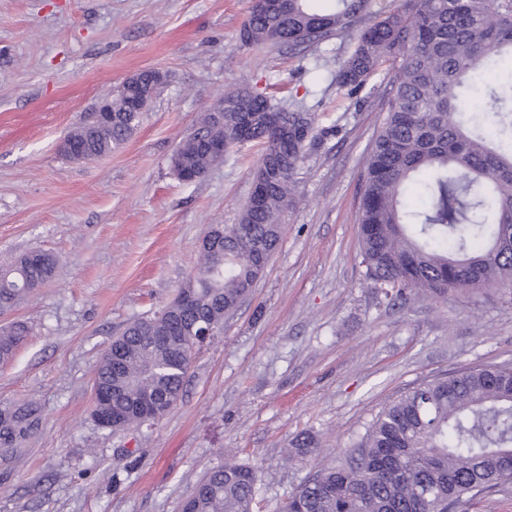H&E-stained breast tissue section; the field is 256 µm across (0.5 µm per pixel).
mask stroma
<instances>
[{
	"instance_id": "obj_1",
	"label": "stroma",
	"mask_w": 512,
	"mask_h": 512,
	"mask_svg": "<svg viewBox=\"0 0 512 512\" xmlns=\"http://www.w3.org/2000/svg\"><path fill=\"white\" fill-rule=\"evenodd\" d=\"M252 0H0V253L57 256L55 277L0 314L29 334L0 363V407L40 421L0 459V512H181L211 469L258 471L259 512L347 458L406 392L483 366H512V286L412 293L392 303L356 259L358 197L392 69L369 94L336 83L347 30L313 47L240 46ZM168 81L112 154L71 162L62 138L124 80ZM233 88L316 116L297 203L250 295L196 351L161 420L112 431L91 418L105 347L177 294L211 225L236 223L263 151L248 144L199 181L170 171L199 116ZM309 433L310 453L290 454Z\"/></svg>"
}]
</instances>
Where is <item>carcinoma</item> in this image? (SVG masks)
I'll use <instances>...</instances> for the list:
<instances>
[{
	"instance_id": "obj_1",
	"label": "carcinoma",
	"mask_w": 512,
	"mask_h": 512,
	"mask_svg": "<svg viewBox=\"0 0 512 512\" xmlns=\"http://www.w3.org/2000/svg\"><path fill=\"white\" fill-rule=\"evenodd\" d=\"M253 0L238 40L243 46H310L350 27L368 0ZM352 53L338 62L336 81L351 94L387 61L395 69L385 119L365 159L358 224L360 257L369 286L394 302L414 289L444 298L448 291L512 283V76L481 89L482 67L512 62V0H402L395 10L358 30ZM156 71L123 82L112 94V124L91 120L73 128L60 150L71 160L112 153L139 126L128 109L138 94L152 100ZM483 92L485 109L470 110ZM224 123L207 112L170 160L176 178L206 175L224 154L248 143L263 146L253 173L270 165L277 176L248 201L238 223L224 228L218 255L200 253L194 283L197 310L180 317L162 311L132 322L108 345L122 351L121 371L101 359L94 382L111 391L124 414L120 428L145 420L130 412L143 391L179 400L191 363L183 337L197 319L220 327L249 295L276 252L282 217L295 203L294 174L315 124L310 112L284 111L246 88L224 93ZM57 260L34 250L0 261V310L35 293ZM28 332L0 330V361ZM35 410L0 409V453L10 455L34 433ZM205 491L190 493L185 512H254L257 472L226 462L205 475ZM512 483V368L482 366L433 380L388 405L366 429L347 462L322 470L293 493L282 512H452L464 501Z\"/></svg>"
}]
</instances>
